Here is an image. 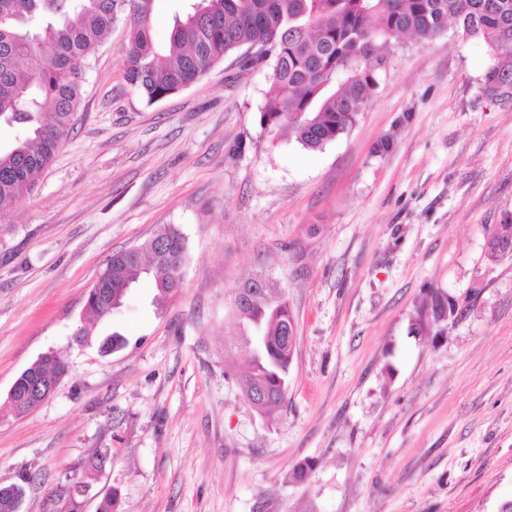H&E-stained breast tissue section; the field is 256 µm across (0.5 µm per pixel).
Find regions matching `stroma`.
<instances>
[{
  "mask_svg": "<svg viewBox=\"0 0 512 512\" xmlns=\"http://www.w3.org/2000/svg\"><path fill=\"white\" fill-rule=\"evenodd\" d=\"M126 45L121 12L89 52L71 135L0 224V485L29 475L22 512H99L112 493L115 512H498L512 254L487 249L512 215V97L486 91L485 47L452 27L389 41L354 125L310 152L262 132L270 70L243 69V50L149 104ZM166 225L186 237L180 293L156 308L144 280L93 318L108 260ZM259 271L298 325L275 417L245 402L248 351L230 343L234 292ZM438 290L454 313L411 334ZM115 330L123 348L102 353ZM48 354L65 376L14 414L13 383Z\"/></svg>",
  "mask_w": 512,
  "mask_h": 512,
  "instance_id": "obj_1",
  "label": "stroma"
}]
</instances>
